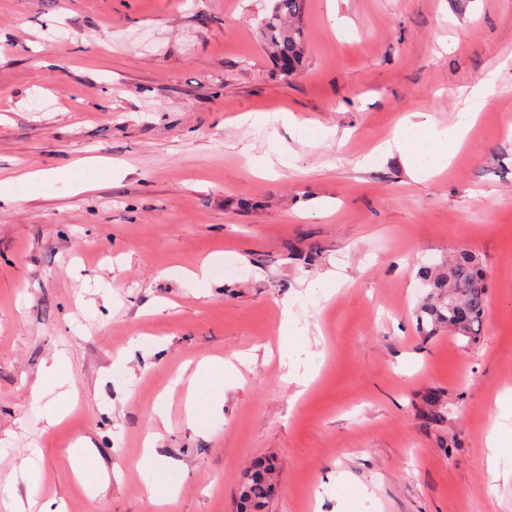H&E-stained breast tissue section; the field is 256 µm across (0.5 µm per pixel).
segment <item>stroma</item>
<instances>
[{
	"mask_svg": "<svg viewBox=\"0 0 512 512\" xmlns=\"http://www.w3.org/2000/svg\"><path fill=\"white\" fill-rule=\"evenodd\" d=\"M271 6L0 0V179L62 174L0 200V512L34 452L66 512H236L261 456L269 512H512V0H308L287 81L259 43ZM413 112L473 120L439 174L381 150ZM461 249L488 282L472 343L416 318L419 267ZM215 254L207 290L172 274ZM60 350L77 407L50 426L32 389L57 397ZM237 353L189 427L181 372ZM83 437L97 458L70 455ZM151 437L179 489L158 511ZM100 462L93 498L76 472ZM273 457L255 459L244 473L237 492V512H266L277 487Z\"/></svg>",
	"mask_w": 512,
	"mask_h": 512,
	"instance_id": "stroma-1",
	"label": "stroma"
}]
</instances>
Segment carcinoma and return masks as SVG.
Returning <instances> with one entry per match:
<instances>
[{"label": "carcinoma", "instance_id": "1", "mask_svg": "<svg viewBox=\"0 0 512 512\" xmlns=\"http://www.w3.org/2000/svg\"><path fill=\"white\" fill-rule=\"evenodd\" d=\"M307 0H273L270 14L260 24L264 51L274 60L284 80L298 74L306 61V39L301 18ZM420 276L430 291L417 310L420 326L431 331L446 327L476 340L487 305L488 285L478 257L460 250L440 269L424 266ZM274 458L255 459L244 473L237 492V512H268L277 487Z\"/></svg>", "mask_w": 512, "mask_h": 512}]
</instances>
